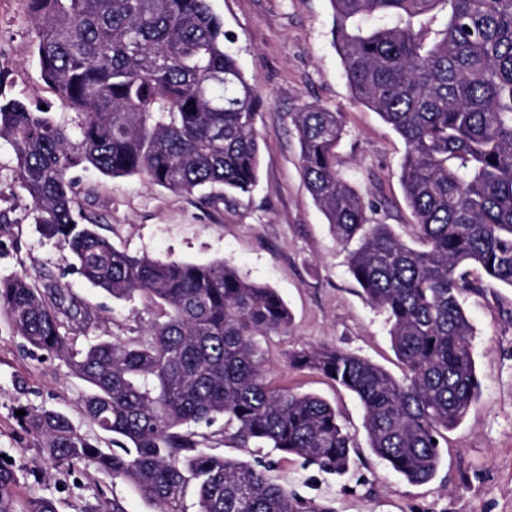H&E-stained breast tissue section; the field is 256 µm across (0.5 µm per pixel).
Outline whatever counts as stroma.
Returning a JSON list of instances; mask_svg holds the SVG:
<instances>
[{"label": "stroma", "mask_w": 512, "mask_h": 512, "mask_svg": "<svg viewBox=\"0 0 512 512\" xmlns=\"http://www.w3.org/2000/svg\"><path fill=\"white\" fill-rule=\"evenodd\" d=\"M211 7L224 22L227 49L263 99L257 119L259 176L251 194L228 202L217 186L206 195L181 196L141 175L110 178L78 166L67 174L75 208L117 249L192 263L223 260L242 277L278 291L293 319L287 333L262 342L268 381L330 402L361 454L339 477L303 468L292 455L232 447L218 430L208 452L272 462L270 474L279 483L305 500L331 502L335 512H512V287L496 284L460 296L473 326L480 393L464 419L448 430L429 482L409 483L371 452L355 395L317 373L288 367L289 350L326 344L401 372L386 314L363 298L345 249L307 190L292 115L308 105L344 114L345 134L336 149L339 172L375 205V220L410 244L413 218L400 182L406 145L376 112L353 100L333 45L329 0H211ZM35 43L23 0H0V100L45 105L58 123L73 125L74 112L41 74ZM15 170L13 151L0 140V277L42 272L94 307L96 320L70 338L73 350L143 335L158 307L138 294L112 299L85 282L69 251L40 234ZM86 391L66 362L26 344L0 308V454L15 476L10 487L15 512L34 494L53 500L58 512H87L112 498L126 512H158L131 483L94 465L70 472L55 467L27 430L23 412L55 409L91 433L80 413Z\"/></svg>", "instance_id": "stroma-1"}]
</instances>
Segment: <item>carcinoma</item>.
<instances>
[{
    "instance_id": "obj_1",
    "label": "carcinoma",
    "mask_w": 512,
    "mask_h": 512,
    "mask_svg": "<svg viewBox=\"0 0 512 512\" xmlns=\"http://www.w3.org/2000/svg\"><path fill=\"white\" fill-rule=\"evenodd\" d=\"M333 41L353 99L407 145L401 182L421 247L409 246L336 169L339 112L293 116L309 193L367 302L386 313L404 373L325 345L288 351V364L352 392L371 451L411 483L437 473L439 440L459 424L479 383L462 268L512 288V0H330ZM44 80L74 111L78 140L50 112L0 101V139L41 233L69 250L77 272L116 300L139 293L159 317L139 339L83 353L69 336L93 308L46 274L0 277V306L17 335L64 360L88 384L83 413L108 442L62 412L25 416L55 465L95 464L180 512L195 484L199 512H334L310 505L267 470L205 451L224 417L238 448L261 443L343 475L359 457L336 410L310 393L272 386L257 337L280 334L289 308L273 288L222 261L131 255L75 213L67 171L143 175L175 194L224 187L229 201L257 182L261 99L224 45L210 0H26ZM446 11L436 29L430 23ZM370 18L389 23L370 27ZM14 481L0 465L3 494ZM23 512H57L43 497Z\"/></svg>"
}]
</instances>
